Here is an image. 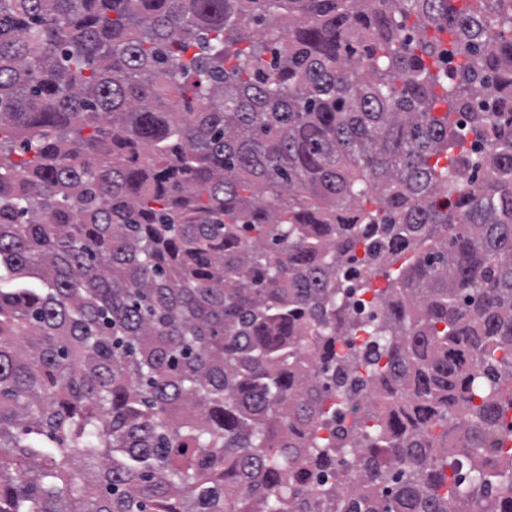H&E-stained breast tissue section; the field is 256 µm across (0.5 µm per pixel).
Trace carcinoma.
I'll return each instance as SVG.
<instances>
[{"label": "carcinoma", "instance_id": "cac0c4a2", "mask_svg": "<svg viewBox=\"0 0 512 512\" xmlns=\"http://www.w3.org/2000/svg\"><path fill=\"white\" fill-rule=\"evenodd\" d=\"M511 409L512 0H0V512H504ZM355 271L345 273V281L349 294L350 312L355 321L365 330H370L377 321V306L373 302V295L370 292H363L360 288L361 282L366 277L368 265L365 260L361 261Z\"/></svg>", "mask_w": 512, "mask_h": 512}]
</instances>
